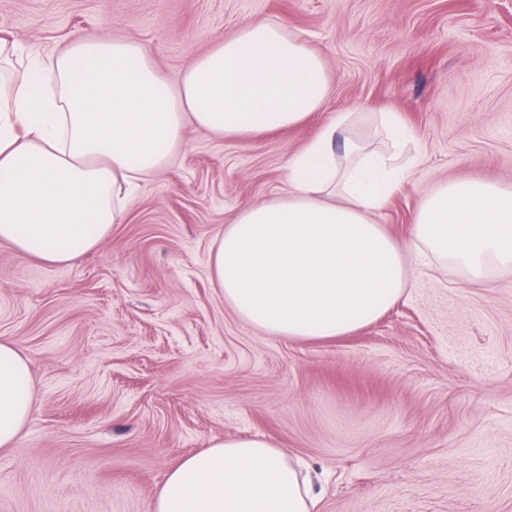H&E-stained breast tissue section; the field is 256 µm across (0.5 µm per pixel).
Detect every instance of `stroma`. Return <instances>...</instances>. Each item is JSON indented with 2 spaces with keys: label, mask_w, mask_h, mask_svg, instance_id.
I'll use <instances>...</instances> for the list:
<instances>
[{
  "label": "stroma",
  "mask_w": 512,
  "mask_h": 512,
  "mask_svg": "<svg viewBox=\"0 0 512 512\" xmlns=\"http://www.w3.org/2000/svg\"><path fill=\"white\" fill-rule=\"evenodd\" d=\"M266 18L328 63L327 105L243 142L194 126L124 220L63 265L0 243V340L29 360L32 413L0 449V512H150L169 469L223 438H267L308 468L317 512H512V270L474 280L412 246L418 199L448 179L512 185V0H0L29 56L125 38L178 84L193 59ZM413 135L375 219L407 247L405 296L347 336L243 323L211 281L226 224L288 189L327 116Z\"/></svg>",
  "instance_id": "obj_1"
}]
</instances>
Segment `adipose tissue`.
<instances>
[{"label": "adipose tissue", "instance_id": "obj_1", "mask_svg": "<svg viewBox=\"0 0 512 512\" xmlns=\"http://www.w3.org/2000/svg\"><path fill=\"white\" fill-rule=\"evenodd\" d=\"M332 74L299 37L257 18L196 57L171 86L145 47L75 37L28 60L0 92V242L50 264L95 249L120 223L140 181L184 145L186 125L248 139L299 126L323 111ZM334 114L288 161V190L245 208L211 250L212 282L225 306L268 336L334 338L373 322L404 296L401 246L374 220L399 183L410 132L384 112L392 151L336 135L353 123ZM415 238L453 258L474 279L489 265L512 268V188L447 181L417 205ZM27 358L0 341V448L12 447L31 413ZM310 482L274 442H211L180 459L151 512H314Z\"/></svg>", "mask_w": 512, "mask_h": 512}]
</instances>
